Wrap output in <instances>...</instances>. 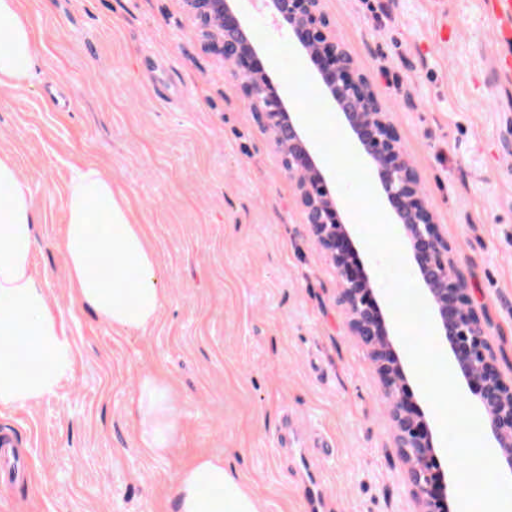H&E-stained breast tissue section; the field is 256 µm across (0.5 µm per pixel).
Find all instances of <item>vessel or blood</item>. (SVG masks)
<instances>
[{
	"label": "vessel or blood",
	"mask_w": 512,
	"mask_h": 512,
	"mask_svg": "<svg viewBox=\"0 0 512 512\" xmlns=\"http://www.w3.org/2000/svg\"><path fill=\"white\" fill-rule=\"evenodd\" d=\"M490 30L487 52L493 60L499 86L512 87V0H479Z\"/></svg>",
	"instance_id": "1"
}]
</instances>
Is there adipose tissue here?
Instances as JSON below:
<instances>
[{"label": "adipose tissue", "mask_w": 512, "mask_h": 512, "mask_svg": "<svg viewBox=\"0 0 512 512\" xmlns=\"http://www.w3.org/2000/svg\"><path fill=\"white\" fill-rule=\"evenodd\" d=\"M31 20L18 0H0V84L30 79L36 64ZM0 405L18 406L55 393L74 373L71 332L31 269L37 202L13 160L0 156ZM58 247L72 302L128 330L147 329L165 293L158 264L125 198L94 168H74L66 224ZM99 265H92V258ZM130 414L142 447L158 456L175 444L179 414L167 384L143 375ZM173 512H263L258 495L226 468L220 455H201L178 472Z\"/></svg>", "instance_id": "obj_1"}]
</instances>
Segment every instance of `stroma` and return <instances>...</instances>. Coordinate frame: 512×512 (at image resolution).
Here are the masks:
<instances>
[{
    "label": "stroma",
    "instance_id": "stroma-1",
    "mask_svg": "<svg viewBox=\"0 0 512 512\" xmlns=\"http://www.w3.org/2000/svg\"><path fill=\"white\" fill-rule=\"evenodd\" d=\"M31 78L0 85V155L38 204L32 269L72 333L54 395L0 407L25 476L0 512H171L178 471L220 454L264 512H415L389 401L352 336L296 182L184 0H18ZM400 139L451 264L512 375V90L477 0H322ZM76 166L122 192L163 272L155 322L128 332L73 303L58 242ZM161 375L179 411L166 456L129 407Z\"/></svg>",
    "mask_w": 512,
    "mask_h": 512
}]
</instances>
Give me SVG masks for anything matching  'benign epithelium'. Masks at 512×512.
I'll use <instances>...</instances> for the list:
<instances>
[{
  "label": "benign epithelium",
  "instance_id": "obj_1",
  "mask_svg": "<svg viewBox=\"0 0 512 512\" xmlns=\"http://www.w3.org/2000/svg\"><path fill=\"white\" fill-rule=\"evenodd\" d=\"M235 0H185L199 23L206 46L233 69L242 92L251 102L262 127L270 131L285 156L288 173L297 179L299 200L306 223L318 244L336 266L346 306L349 328L370 348L372 360L390 401L397 429V452L417 512H448L446 496L439 490L436 448L422 414L400 396L406 375L381 311L372 301L369 279L353 271L344 241L348 225L338 216L337 199L307 149L288 111L287 92L274 86L261 67L259 48L249 39L246 26L234 13ZM322 0H263L278 29H287L309 58L322 55L324 85L359 135L371 158L387 198L401 203L399 218L413 246V259L434 310L438 333L454 353L468 385L476 388L484 421L490 428L502 468L512 472V378H505L491 352L489 324L467 298V284L451 275L452 247L440 233L426 207L418 177L398 146L366 80L353 68L346 51L329 32Z\"/></svg>",
  "mask_w": 512,
  "mask_h": 512
}]
</instances>
